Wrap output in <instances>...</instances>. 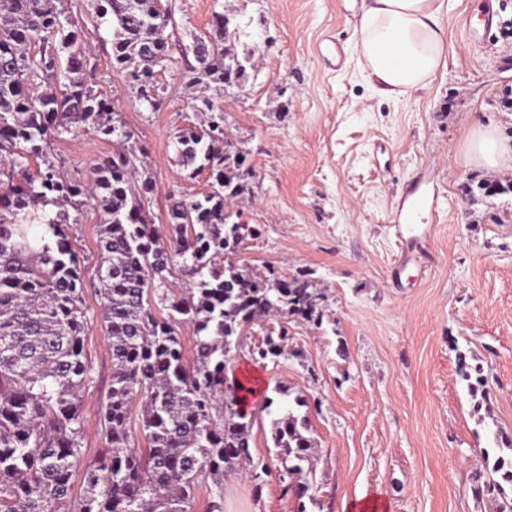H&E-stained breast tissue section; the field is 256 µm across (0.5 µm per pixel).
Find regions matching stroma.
<instances>
[{
    "instance_id": "1",
    "label": "stroma",
    "mask_w": 512,
    "mask_h": 512,
    "mask_svg": "<svg viewBox=\"0 0 512 512\" xmlns=\"http://www.w3.org/2000/svg\"><path fill=\"white\" fill-rule=\"evenodd\" d=\"M92 0H64L92 47L96 90L118 119L153 191L149 212L169 232L171 195L208 191L207 173L187 178L176 157L180 130L198 127L192 107L195 59L188 46L214 13L235 12L241 47L257 62L243 86L212 91L224 130L253 166L250 198L235 204L255 227L234 261L265 273L304 272L321 299V323L264 318L245 328L226 372L259 386L251 456L224 478L223 512H492L476 496L487 472L482 449L512 436V196L472 205L465 185L492 177L471 162V115L512 138V0H449L442 17L446 64L423 88L383 97L363 80L355 28L364 0H163L172 60L165 104L141 105L112 67V27L97 25ZM490 7L493 23L470 39L466 18ZM116 145L93 131L64 135L50 151L69 178L87 182L96 158ZM426 180L436 215L403 246L392 215L403 191ZM72 237L83 256L84 351L92 367L82 392L84 459L108 447L103 407L112 356L96 275L99 213L81 210ZM287 329L282 353L259 359L267 335ZM480 365L487 396L472 395L461 363ZM303 399L313 442L304 501L286 492L271 428L284 404Z\"/></svg>"
}]
</instances>
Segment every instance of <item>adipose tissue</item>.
<instances>
[{
	"label": "adipose tissue",
	"instance_id": "adipose-tissue-1",
	"mask_svg": "<svg viewBox=\"0 0 512 512\" xmlns=\"http://www.w3.org/2000/svg\"><path fill=\"white\" fill-rule=\"evenodd\" d=\"M445 10L446 0H367L355 47L361 74L377 93L393 97L422 88L444 65ZM468 152L482 167L512 170V141L482 120L472 124Z\"/></svg>",
	"mask_w": 512,
	"mask_h": 512
}]
</instances>
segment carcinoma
<instances>
[{
    "label": "carcinoma",
    "mask_w": 512,
    "mask_h": 512,
    "mask_svg": "<svg viewBox=\"0 0 512 512\" xmlns=\"http://www.w3.org/2000/svg\"><path fill=\"white\" fill-rule=\"evenodd\" d=\"M96 18L112 24V67L124 72L141 102L152 103L158 63L169 57L168 10L159 0H94ZM235 17L222 13L191 51L193 82L209 89L238 83L255 52L230 49ZM81 24L63 0H0V512H56L75 479L84 494L78 512H191L199 478L213 480L211 509L222 508L224 473L250 460L253 413L224 409L240 383L224 375L227 341L270 313L318 321L310 281L274 269L253 277L224 259L236 252L247 224L231 221L233 202L248 190L242 151L226 152L223 110L203 93L194 108L207 113L199 128L179 132L176 152L193 178L212 177L199 197L171 196L169 238L149 237L144 199L149 180L132 152L98 161L88 183L65 176L50 141L91 130L122 145L132 138L106 95L87 79ZM472 203L512 195V181L468 188ZM99 212L101 310L112 354V388L103 411L111 447L82 462L81 391L91 379L84 352L87 319L80 262L71 226L86 200ZM193 288L153 314L151 295L165 283L172 255ZM194 325L195 357L188 362L176 329ZM467 388L484 387L461 363ZM142 406L147 445L133 448L128 428L133 402ZM309 421L288 410L272 423L274 447L290 478L304 473L312 441ZM493 477L477 494H505L512 458H496Z\"/></svg>",
    "instance_id": "1"
}]
</instances>
